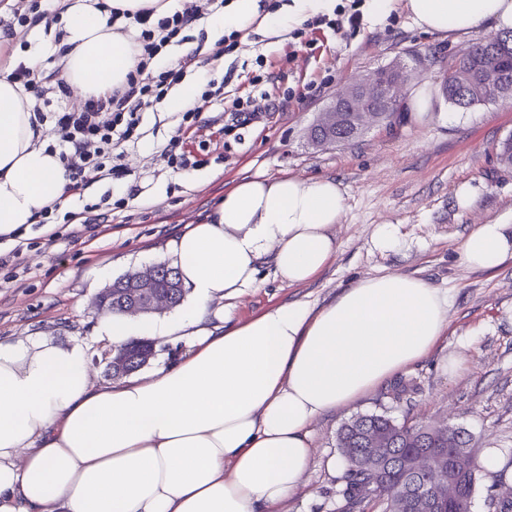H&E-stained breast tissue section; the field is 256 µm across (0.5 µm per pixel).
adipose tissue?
<instances>
[{"mask_svg": "<svg viewBox=\"0 0 512 512\" xmlns=\"http://www.w3.org/2000/svg\"><path fill=\"white\" fill-rule=\"evenodd\" d=\"M65 43L64 77L82 93L124 82L137 64L130 35L111 10L171 0H56ZM403 5L423 33L512 30V0H369L372 17ZM332 0H289L275 13L258 0H229L209 36L285 26L327 11ZM33 98L0 71V233L28 223L64 192L58 154L33 131ZM346 193L329 177L235 182L205 221L170 252L193 301L157 323L115 314L100 338L186 334L177 363L113 385H94L86 346L51 337L0 341V512H278L314 453L309 427L424 358L448 328V301L404 274L364 279L328 305L294 300L258 316L207 320L215 301L257 287L271 258L282 281L315 279L338 250L332 228ZM468 267L512 259V220L476 225L458 247Z\"/></svg>", "mask_w": 512, "mask_h": 512, "instance_id": "1", "label": "adipose tissue"}]
</instances>
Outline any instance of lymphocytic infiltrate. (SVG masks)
Here are the masks:
<instances>
[{
  "mask_svg": "<svg viewBox=\"0 0 512 512\" xmlns=\"http://www.w3.org/2000/svg\"><path fill=\"white\" fill-rule=\"evenodd\" d=\"M225 0H180L177 10L155 17L153 9L143 8L127 17L126 27L138 31L134 39L139 63L125 83L97 94L86 95L81 109L68 107L71 88L61 70L43 73L18 65L10 79L20 83L36 102L34 120L50 124L53 140L47 149L58 152L64 163L63 199L53 202L34 215L33 228L43 231L47 240L58 236V226H66L67 236L79 240L90 226L107 223L108 212L101 204L87 200L89 189L97 182L126 177L128 168L116 144L141 138L143 114L156 109L169 90L179 85L197 65V52L181 55L170 65L161 67L158 57L170 46L188 43L187 30L205 10L224 8ZM55 101L54 111H44L48 101ZM224 88L208 82L193 106L183 112L174 136L160 145L158 153L173 172L197 167L198 162L185 148V139L198 124L201 112L223 102Z\"/></svg>",
  "mask_w": 512,
  "mask_h": 512,
  "instance_id": "obj_1",
  "label": "lymphocytic infiltrate"
}]
</instances>
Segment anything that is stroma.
Wrapping results in <instances>:
<instances>
[{"mask_svg": "<svg viewBox=\"0 0 512 512\" xmlns=\"http://www.w3.org/2000/svg\"><path fill=\"white\" fill-rule=\"evenodd\" d=\"M484 25L461 35L422 34L403 7L360 28L325 30L322 47L310 54L300 39L253 31L214 69L210 53L187 81L202 87L224 81L226 99L256 94L254 74L276 105L259 122L223 134L212 113L188 145L200 159L186 173H173L156 152L172 127L167 114L145 115L147 134L123 150L130 176L103 181L91 199L128 198L114 210L103 232L91 240L37 244L19 259L23 285H0V341L49 336L87 345L93 382L110 380L105 348L97 338L102 317L95 297L122 275L168 261L172 241L197 223L238 179L330 177L344 188L347 207L334 227L339 248L310 283L291 286L260 267L259 286L233 303L231 317L243 321L281 303L303 300L322 307L343 289L384 274L422 278L448 298V329L424 359L311 427L314 454L298 490L283 512H346V464L337 447L341 425L360 414H384L399 423L463 428L475 459L495 455L498 465L482 470L473 512H494V501L512 497V261L487 272L463 265L457 248L474 225L512 213V167L501 166L496 149L512 136V100L462 111L438 100L425 120L405 113L390 125L369 128L359 138L324 149L308 143L307 132L330 105L339 87L389 64L396 57L428 56L417 87H439L449 53L495 36ZM307 90L297 102L288 90ZM472 188L468 206L458 193ZM381 224L396 228L398 245L382 251L373 242Z\"/></svg>", "mask_w": 512, "mask_h": 512, "instance_id": "1", "label": "stroma"}]
</instances>
